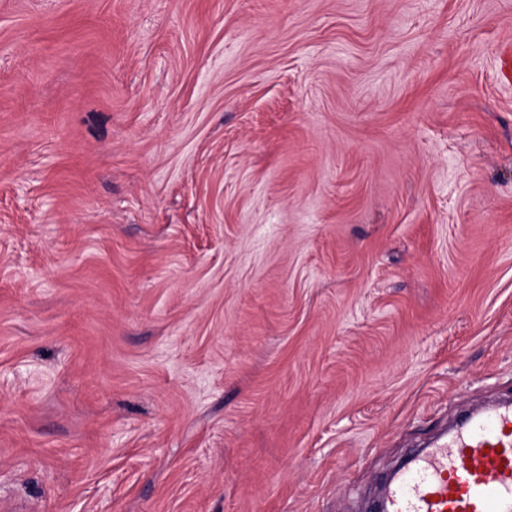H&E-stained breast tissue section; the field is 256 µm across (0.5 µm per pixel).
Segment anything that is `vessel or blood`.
Here are the masks:
<instances>
[{"instance_id": "1", "label": "vessel or blood", "mask_w": 512, "mask_h": 512, "mask_svg": "<svg viewBox=\"0 0 512 512\" xmlns=\"http://www.w3.org/2000/svg\"><path fill=\"white\" fill-rule=\"evenodd\" d=\"M381 512H512V406L465 415L388 479Z\"/></svg>"}]
</instances>
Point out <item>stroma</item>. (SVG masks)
Here are the masks:
<instances>
[{"mask_svg":"<svg viewBox=\"0 0 512 512\" xmlns=\"http://www.w3.org/2000/svg\"><path fill=\"white\" fill-rule=\"evenodd\" d=\"M512 0H0V512H366L512 397Z\"/></svg>","mask_w":512,"mask_h":512,"instance_id":"1","label":"stroma"}]
</instances>
